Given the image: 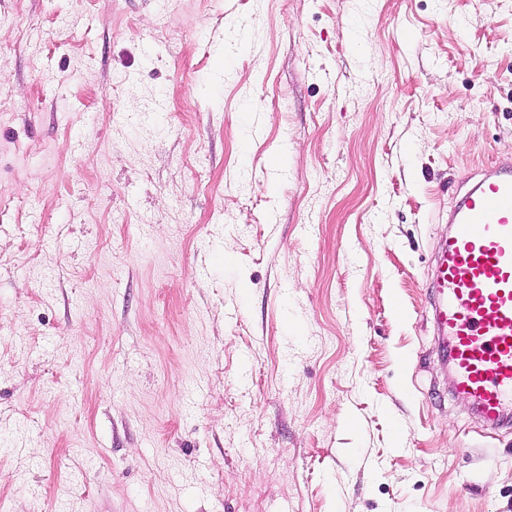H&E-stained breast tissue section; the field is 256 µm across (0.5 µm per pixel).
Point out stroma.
I'll return each instance as SVG.
<instances>
[{"label":"stroma","mask_w":512,"mask_h":512,"mask_svg":"<svg viewBox=\"0 0 512 512\" xmlns=\"http://www.w3.org/2000/svg\"><path fill=\"white\" fill-rule=\"evenodd\" d=\"M512 161V0H0V512H512L432 323Z\"/></svg>","instance_id":"35a3bbf8"}]
</instances>
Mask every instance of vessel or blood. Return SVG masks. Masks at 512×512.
<instances>
[{"label":"vessel or blood","mask_w":512,"mask_h":512,"mask_svg":"<svg viewBox=\"0 0 512 512\" xmlns=\"http://www.w3.org/2000/svg\"><path fill=\"white\" fill-rule=\"evenodd\" d=\"M451 221L437 258L433 321L456 393L496 427L512 421V173H482Z\"/></svg>","instance_id":"vessel-or-blood-1"}]
</instances>
